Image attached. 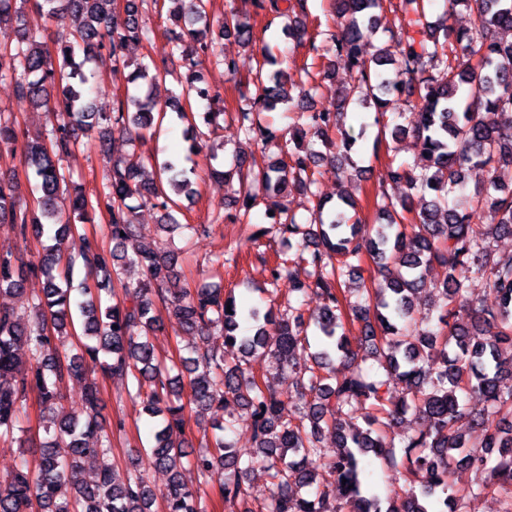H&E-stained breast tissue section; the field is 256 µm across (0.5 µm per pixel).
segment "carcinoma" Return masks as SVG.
<instances>
[{
    "mask_svg": "<svg viewBox=\"0 0 512 512\" xmlns=\"http://www.w3.org/2000/svg\"><path fill=\"white\" fill-rule=\"evenodd\" d=\"M146 2L124 0L119 7L117 0H0V27L30 3L66 27L50 44L21 27L14 39L0 42V81H13L18 98L30 106L60 112L57 125L34 135L11 113L0 112V147L24 145V163L42 193L38 206L30 208L20 201L14 183L0 180V223L12 225L24 245L55 228L35 263L0 253V293L17 297L29 309L26 318L0 305V436L14 435L31 389L48 415L61 414L54 433L36 449L34 466L22 463L0 485V512H151L154 493L146 470L152 468L169 473L164 512H209L206 497L182 478L188 468L203 480L218 469L224 472L220 494L237 512H464L469 497L490 490L512 493V423L505 428L500 418L512 408V254L491 256V240L512 237V41L499 37L512 31V0H443L444 19L428 34L423 19L433 0H402L400 32L369 58L362 41L373 34L384 0H332L330 16L340 32L331 35V42L365 87L359 105L374 109V124L391 130L393 139L413 138L423 158L421 166L394 160L385 165L382 183L404 186L409 193L396 201L382 193L378 206L384 224L353 221L347 215L357 209L351 197L341 194L330 206L316 190L319 155L308 136L339 129L350 102L339 99L332 112L304 111L303 99L317 86L308 90L296 84L286 68L262 79L264 65L273 61L270 45H262L255 74L261 93H241L250 107L234 113L237 132L248 147L274 139L276 131L259 121V113L274 112L281 104L298 109L297 124L281 157L267 168L247 165L240 151L229 170L212 174L237 179L235 209L228 218L246 226L253 224L259 205L253 186L264 185L265 212L273 215L266 216L268 226L260 234L249 237L254 245L261 246L268 235L297 238L295 250L278 254L269 268L271 287L284 279L293 284L276 315L239 307L216 288L192 290L176 271L175 254L130 246L139 229L131 200L161 210L160 228L166 231L179 226L170 214L176 201L168 190L191 193L186 170L172 160L158 165L157 177L143 181L144 164L123 152L136 141L153 139L167 112L185 118L181 96L160 105L148 94H128L110 112L96 111L87 98L99 60L127 68L129 47L150 41L138 21ZM168 2L174 4L169 11L173 25H194L187 38L177 36L173 42L172 53L181 61L174 80L182 91L215 102L217 97L201 86L202 58H214L230 75L236 63L215 55L211 0ZM267 2L286 18L285 30L297 44L309 40L300 70L326 80L323 46L316 44L322 32L307 35L303 20L307 0L284 9L279 0H253L252 5L262 10ZM461 5L471 17L467 28L449 24ZM221 31L244 46L255 42L253 27L233 6L224 11ZM167 75L150 73L141 61L127 82L153 85ZM404 94L415 98L417 121L410 127L382 122ZM95 127L104 136L119 134V140L112 141L106 186L89 192L61 161L77 146V131ZM203 137L205 132L191 125L185 160L200 152ZM471 165L489 172L487 184L468 193L474 207L492 213L489 224H472L449 204L450 195L466 191L465 168ZM287 188L308 199L307 221L289 211L283 199ZM415 196L426 200L417 213L411 205ZM99 212L107 215L112 247L88 243L81 250L84 279L95 288L84 289L75 304L66 287L75 260L60 267L65 237ZM366 259L375 273L371 287H348ZM305 265L323 300L321 310L308 317V289L293 282L295 269ZM130 266L141 268L143 281H122ZM433 270L442 274L436 300L417 315L411 296ZM37 274L45 278L42 296L30 298L25 284ZM476 278L497 295L496 305H485L471 292ZM161 308L172 310L179 331L198 338L191 353L170 367L151 340L164 329L157 314ZM242 319L253 322L247 333L240 331ZM348 323L361 325L366 342L361 353L351 346ZM312 336L321 345L314 353ZM21 349L30 352L31 362H22ZM256 357L297 375L294 415L282 416L284 400L252 370ZM97 367L126 381L127 393L143 400L150 417L160 418L153 444L128 457L122 481L109 462L112 435L102 422L97 386L85 387L75 409L66 411L60 404L61 385ZM175 369L178 374L170 376ZM400 382L406 393L397 399L392 388ZM471 394L484 401L475 416L466 403ZM229 401L244 413L225 414L213 423L220 434L205 448L186 450L181 439L186 407L219 412ZM409 413L424 420L426 428L397 442L389 432ZM241 420L254 442L245 460L224 437ZM464 420L484 431L482 441L471 443L459 427ZM330 432L336 437V457L326 462L321 439ZM370 455L399 485L385 502L373 492L363 465ZM87 459L99 461L90 483L80 478ZM256 464L269 481L268 494L261 498L244 488ZM461 465L477 479L464 493L453 494L450 477Z\"/></svg>",
    "mask_w": 512,
    "mask_h": 512,
    "instance_id": "carcinoma-1",
    "label": "carcinoma"
}]
</instances>
